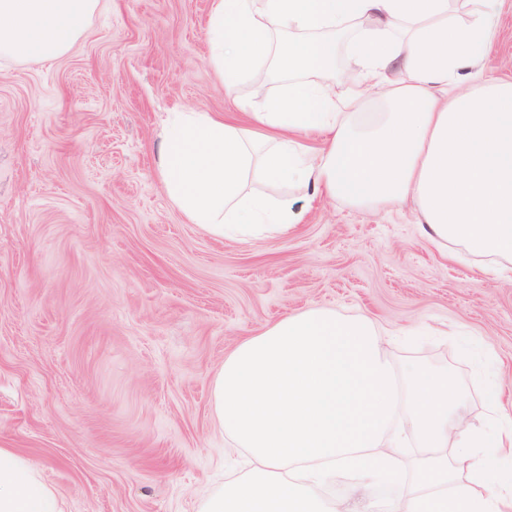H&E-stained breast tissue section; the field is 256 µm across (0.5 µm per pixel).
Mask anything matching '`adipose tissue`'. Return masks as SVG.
Segmentation results:
<instances>
[{
    "label": "adipose tissue",
    "mask_w": 512,
    "mask_h": 512,
    "mask_svg": "<svg viewBox=\"0 0 512 512\" xmlns=\"http://www.w3.org/2000/svg\"><path fill=\"white\" fill-rule=\"evenodd\" d=\"M103 0H0V58L47 62ZM500 0H213L211 62L225 85L264 72L280 92L252 127L174 112L157 167L190 223L216 238L285 237L316 197L416 205L440 250L512 262V81L487 77ZM345 53L344 70L336 57ZM352 110L336 105L337 81ZM0 512H62L0 447Z\"/></svg>",
    "instance_id": "ef3b65f1"
}]
</instances>
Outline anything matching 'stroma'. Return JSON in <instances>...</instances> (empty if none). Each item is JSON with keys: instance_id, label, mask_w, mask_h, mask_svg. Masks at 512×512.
<instances>
[{"instance_id": "35a3bbf8", "label": "stroma", "mask_w": 512, "mask_h": 512, "mask_svg": "<svg viewBox=\"0 0 512 512\" xmlns=\"http://www.w3.org/2000/svg\"><path fill=\"white\" fill-rule=\"evenodd\" d=\"M212 0H107L48 63L0 58V446L64 512H195L229 476L210 387L243 338L311 305L391 329L401 366L452 373L484 425L483 350L512 410V263L444 257L412 204L323 200L282 238L216 239L157 169L168 113L241 120L272 82L227 94ZM486 70L512 79V0Z\"/></svg>"}]
</instances>
